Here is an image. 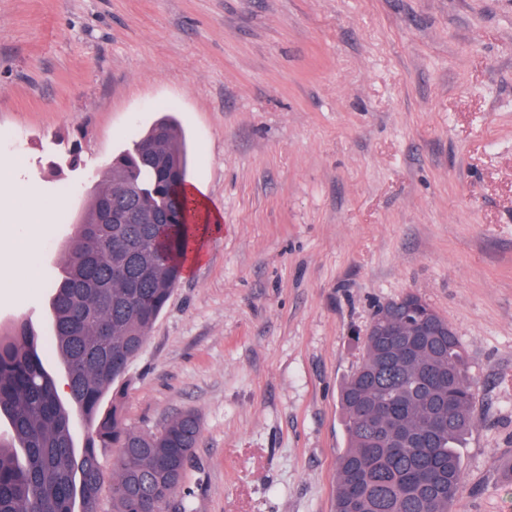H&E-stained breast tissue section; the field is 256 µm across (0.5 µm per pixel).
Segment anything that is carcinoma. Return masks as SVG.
<instances>
[{"label": "carcinoma", "mask_w": 512, "mask_h": 512, "mask_svg": "<svg viewBox=\"0 0 512 512\" xmlns=\"http://www.w3.org/2000/svg\"><path fill=\"white\" fill-rule=\"evenodd\" d=\"M185 139L164 116L112 158L67 248L50 314L67 377L68 401L23 323L0 336V512H99L111 483L112 512H172L201 435L185 411L155 430L100 414L105 393L124 380L180 280L193 250L184 193ZM128 258L124 269L117 258ZM361 363L340 386L346 448L338 457L335 512H452L463 482L459 448L474 425L476 384L452 326L409 348L368 334ZM448 431L434 435L437 411ZM89 423L78 448L73 417ZM398 427L403 441L394 442ZM120 449L112 474L97 449Z\"/></svg>", "instance_id": "cac0c4a2"}]
</instances>
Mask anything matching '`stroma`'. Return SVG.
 <instances>
[{"instance_id": "35a3bbf8", "label": "stroma", "mask_w": 512, "mask_h": 512, "mask_svg": "<svg viewBox=\"0 0 512 512\" xmlns=\"http://www.w3.org/2000/svg\"><path fill=\"white\" fill-rule=\"evenodd\" d=\"M169 112L222 229L103 409L199 414L192 512H334L339 387L412 292L478 389L454 510L512 512V0H0V163L47 203L0 334L32 325L60 396L50 285L111 157Z\"/></svg>"}]
</instances>
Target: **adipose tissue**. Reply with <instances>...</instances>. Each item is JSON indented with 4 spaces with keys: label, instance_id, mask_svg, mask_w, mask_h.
I'll return each instance as SVG.
<instances>
[{
    "label": "adipose tissue",
    "instance_id": "ef3b65f1",
    "mask_svg": "<svg viewBox=\"0 0 512 512\" xmlns=\"http://www.w3.org/2000/svg\"><path fill=\"white\" fill-rule=\"evenodd\" d=\"M43 208L41 198L35 194L31 195L22 229L16 232L10 240V248L18 258L19 266L11 275L8 286L18 296L29 293L39 285L40 272L34 257L39 251L36 228Z\"/></svg>",
    "mask_w": 512,
    "mask_h": 512
}]
</instances>
